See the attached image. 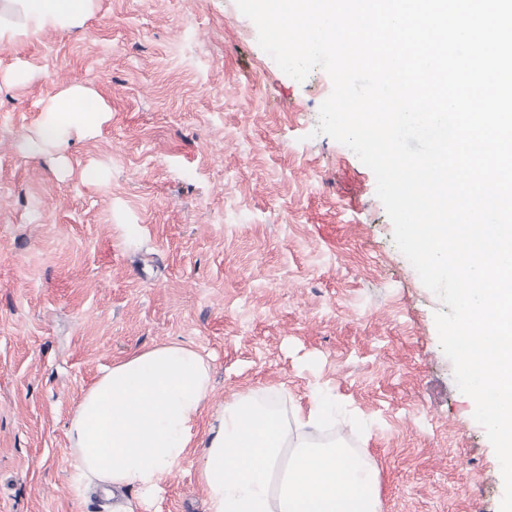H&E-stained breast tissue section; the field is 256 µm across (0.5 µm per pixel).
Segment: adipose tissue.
<instances>
[{
	"label": "adipose tissue",
	"instance_id": "obj_1",
	"mask_svg": "<svg viewBox=\"0 0 512 512\" xmlns=\"http://www.w3.org/2000/svg\"><path fill=\"white\" fill-rule=\"evenodd\" d=\"M18 20H0V42L47 29L83 27L95 0H8ZM109 108L75 84L46 103L32 156L98 132ZM211 365L194 347L171 342L138 351L102 371L76 404L67 431L79 480L112 492V512H136L190 456L207 512H377L378 480L344 443L315 438L324 403L312 396L292 416L257 393L211 406ZM206 428H199L200 419ZM134 490L135 499H124Z\"/></svg>",
	"mask_w": 512,
	"mask_h": 512
}]
</instances>
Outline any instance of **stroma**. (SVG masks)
<instances>
[{
	"instance_id": "1",
	"label": "stroma",
	"mask_w": 512,
	"mask_h": 512,
	"mask_svg": "<svg viewBox=\"0 0 512 512\" xmlns=\"http://www.w3.org/2000/svg\"><path fill=\"white\" fill-rule=\"evenodd\" d=\"M257 37L236 0H97L82 29L0 43V512H112L76 488L68 424L105 367L166 342L209 359L214 406L252 390L289 414L321 393L380 512H499L442 304L373 172L314 132L330 77L297 82ZM18 65L32 79L5 82ZM75 83L111 115L65 176L20 141ZM148 512H206L195 461Z\"/></svg>"
}]
</instances>
